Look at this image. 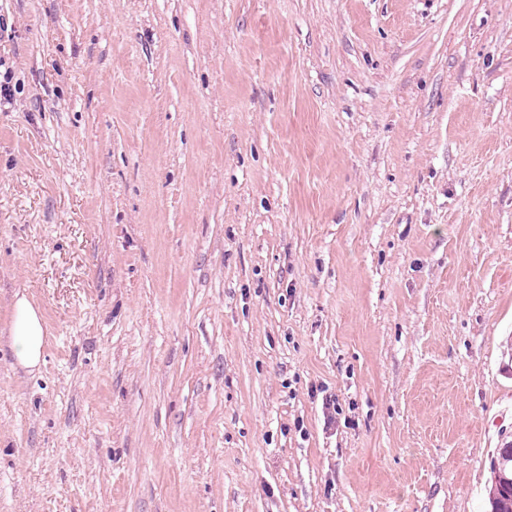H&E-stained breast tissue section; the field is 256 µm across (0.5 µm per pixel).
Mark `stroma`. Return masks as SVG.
<instances>
[{
    "label": "stroma",
    "instance_id": "35a3bbf8",
    "mask_svg": "<svg viewBox=\"0 0 512 512\" xmlns=\"http://www.w3.org/2000/svg\"><path fill=\"white\" fill-rule=\"evenodd\" d=\"M7 71L0 512H488L512 0H0ZM10 331L17 363L27 369L37 367L45 344V327L35 307L24 296L13 306Z\"/></svg>",
    "mask_w": 512,
    "mask_h": 512
}]
</instances>
